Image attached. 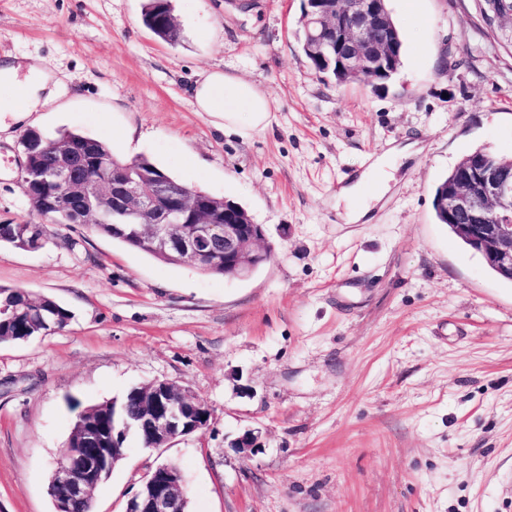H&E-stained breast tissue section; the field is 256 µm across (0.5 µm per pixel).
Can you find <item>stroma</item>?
Masks as SVG:
<instances>
[{
  "mask_svg": "<svg viewBox=\"0 0 512 512\" xmlns=\"http://www.w3.org/2000/svg\"><path fill=\"white\" fill-rule=\"evenodd\" d=\"M0 0V63L50 71L60 93L0 133V224L40 222L36 251L0 245V285L55 299L69 325L0 343V512H53L48 483L75 412L167 379L210 405L165 448L128 438L94 491L122 512L143 472L177 465L190 512H505L512 473V282L438 223L437 184L477 149L512 159V51L478 0H388L404 62L385 88L314 70L304 0ZM221 69L274 103L249 139L219 131L189 90ZM67 129L144 156L240 204L272 260L245 279L133 251L87 224L37 219L20 140ZM417 143L366 223L337 192ZM247 429L263 448L230 443ZM171 11L169 0H148L143 11V23L154 34L163 39H168L174 35V31H170L163 26L176 27L174 16L169 13L167 16L159 19L158 26L155 27L154 23L158 20L159 16L165 12ZM231 446L243 458H250L262 448L259 431H244L233 440Z\"/></svg>",
  "mask_w": 512,
  "mask_h": 512,
  "instance_id": "1",
  "label": "stroma"
}]
</instances>
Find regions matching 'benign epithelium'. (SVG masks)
<instances>
[{
    "label": "benign epithelium",
    "instance_id": "benign-epithelium-1",
    "mask_svg": "<svg viewBox=\"0 0 512 512\" xmlns=\"http://www.w3.org/2000/svg\"><path fill=\"white\" fill-rule=\"evenodd\" d=\"M483 19L491 31L512 35V6ZM301 24L307 35L309 58L334 64L341 82H359L377 89L384 85L401 62V48L387 0H307ZM92 148L64 145L44 160L40 172L23 168V186L33 181L51 182L58 192H43L41 208L63 210L71 224H96L107 201L112 216L138 225L139 240L174 263L197 270L221 267L245 278L272 259L265 245L262 225L243 208L230 211L211 203L215 196L176 185L165 178L139 181L122 170L97 182ZM437 207L448 215V226L479 252L500 277L512 281V160L495 163L475 152L455 166L448 187L437 198ZM128 420L125 405L112 408V441L127 439L130 428L140 430L150 449L193 434L208 423L212 409L188 386L156 379L131 388ZM85 447L70 448L57 459L55 512H75L92 497L95 481L113 470L125 457V449L97 447L96 436L84 433ZM232 447L244 458L262 448L259 432L248 429ZM188 492L180 469L160 463L148 469L139 489L127 500L124 512H185Z\"/></svg>",
    "mask_w": 512,
    "mask_h": 512
}]
</instances>
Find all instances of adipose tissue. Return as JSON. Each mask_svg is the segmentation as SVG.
<instances>
[{
  "mask_svg": "<svg viewBox=\"0 0 512 512\" xmlns=\"http://www.w3.org/2000/svg\"><path fill=\"white\" fill-rule=\"evenodd\" d=\"M0 85L8 89L7 94L0 96V112L17 121L55 93L51 77L33 66L25 71L13 64L0 67ZM191 93L197 111L212 117L224 132L246 139L269 124L270 97L239 76L221 70L208 71L194 84Z\"/></svg>",
  "mask_w": 512,
  "mask_h": 512,
  "instance_id": "obj_1",
  "label": "adipose tissue"
}]
</instances>
